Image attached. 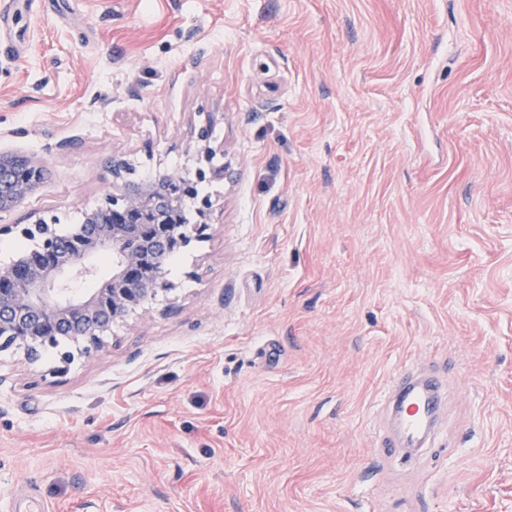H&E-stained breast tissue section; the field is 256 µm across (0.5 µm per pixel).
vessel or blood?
I'll use <instances>...</instances> for the list:
<instances>
[{"instance_id": "b4317fda", "label": "vessel or blood", "mask_w": 512, "mask_h": 512, "mask_svg": "<svg viewBox=\"0 0 512 512\" xmlns=\"http://www.w3.org/2000/svg\"><path fill=\"white\" fill-rule=\"evenodd\" d=\"M441 388V382L415 377L412 372L399 374L390 387L398 439L384 442L385 455L399 454L408 460L431 455L436 446L433 429L442 403Z\"/></svg>"}]
</instances>
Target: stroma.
Wrapping results in <instances>:
<instances>
[{
  "label": "stroma",
  "instance_id": "35a3bbf8",
  "mask_svg": "<svg viewBox=\"0 0 512 512\" xmlns=\"http://www.w3.org/2000/svg\"><path fill=\"white\" fill-rule=\"evenodd\" d=\"M207 124L175 291L65 373L0 352L14 512H512V0H17L0 153L47 174L0 264ZM408 368L447 390L423 469L381 452ZM211 133L208 127H202L198 130L196 135V156L199 167L195 170V178L201 180L202 178L217 179L224 175V167L222 165H215L213 163L216 152L210 145Z\"/></svg>",
  "mask_w": 512,
  "mask_h": 512
}]
</instances>
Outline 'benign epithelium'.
I'll list each match as a JSON object with an SVG mask.
<instances>
[{
  "mask_svg": "<svg viewBox=\"0 0 512 512\" xmlns=\"http://www.w3.org/2000/svg\"><path fill=\"white\" fill-rule=\"evenodd\" d=\"M210 129L196 135L199 167L195 177L165 173L131 179L134 168L114 156L109 166L112 193L104 204L85 212L81 233L66 236L44 219L25 224L21 235L37 249L0 264V351L14 349L30 365L45 346L64 336L85 357L104 348L112 329L173 290L160 258L171 240L188 235V225L170 219L194 198L193 179H217ZM44 165L22 153L0 154V211L23 203L44 180ZM112 256V274L99 287L76 292L73 285L97 276L96 260Z\"/></svg>",
  "mask_w": 512,
  "mask_h": 512,
  "instance_id": "7a95c632",
  "label": "benign epithelium"
}]
</instances>
